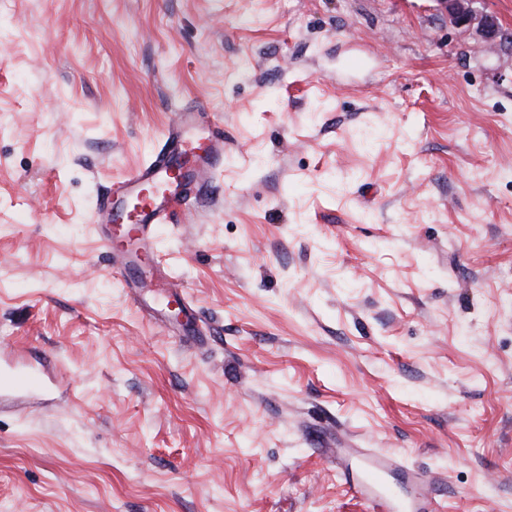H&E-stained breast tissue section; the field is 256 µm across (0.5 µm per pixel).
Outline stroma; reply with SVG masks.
<instances>
[{
    "instance_id": "obj_1",
    "label": "stroma",
    "mask_w": 512,
    "mask_h": 512,
    "mask_svg": "<svg viewBox=\"0 0 512 512\" xmlns=\"http://www.w3.org/2000/svg\"><path fill=\"white\" fill-rule=\"evenodd\" d=\"M217 191L128 293L98 200L178 109ZM170 274L195 320L164 313ZM0 512H512V47L436 0H0ZM44 388L42 375L33 370H3L0 369V391L18 392L38 391ZM360 462V468L363 472L361 480L352 483L346 480L351 495L360 499L380 497L391 507L389 499L380 495L377 487L382 484L386 475L394 469L395 462L388 457L370 451L361 454Z\"/></svg>"
}]
</instances>
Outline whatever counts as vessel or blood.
Segmentation results:
<instances>
[{
	"mask_svg": "<svg viewBox=\"0 0 512 512\" xmlns=\"http://www.w3.org/2000/svg\"><path fill=\"white\" fill-rule=\"evenodd\" d=\"M168 148L127 176L95 212L104 246L121 256L119 273L127 286L140 282L156 259L155 227L169 223L192 196L213 188L214 174L224 164V129L212 123L207 108H183L167 127ZM179 180H172V171ZM39 372L0 370V391L43 389ZM363 476L349 483L353 497H377V488L395 467L392 459L374 452L360 457Z\"/></svg>",
	"mask_w": 512,
	"mask_h": 512,
	"instance_id": "vessel-or-blood-1",
	"label": "vessel or blood"
}]
</instances>
